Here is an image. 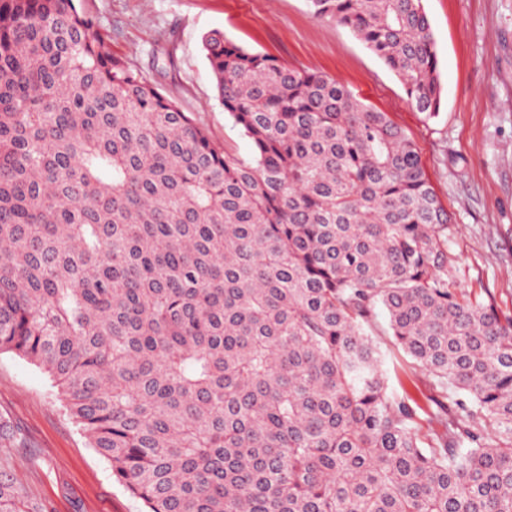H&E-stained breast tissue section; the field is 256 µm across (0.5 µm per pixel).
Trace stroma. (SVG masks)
<instances>
[{
  "label": "stroma",
  "instance_id": "obj_1",
  "mask_svg": "<svg viewBox=\"0 0 512 512\" xmlns=\"http://www.w3.org/2000/svg\"><path fill=\"white\" fill-rule=\"evenodd\" d=\"M438 46L442 100L426 118L401 80L349 28L312 16L307 0H86L112 52L192 113L212 140L247 159L250 140L216 98L202 39L223 32L282 64L324 73L385 112L415 142L451 224L457 288L512 310V0H424ZM375 318L392 391L427 405L428 379ZM0 424L20 440L8 470L42 512H142L65 410L52 379L0 354Z\"/></svg>",
  "mask_w": 512,
  "mask_h": 512
}]
</instances>
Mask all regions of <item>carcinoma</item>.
I'll return each instance as SVG.
<instances>
[{"mask_svg": "<svg viewBox=\"0 0 512 512\" xmlns=\"http://www.w3.org/2000/svg\"><path fill=\"white\" fill-rule=\"evenodd\" d=\"M431 118L423 0H307ZM240 158L82 0H0V354L45 371L144 512H512V312L455 287L414 142L213 31ZM430 379L389 391L370 327ZM0 512H40L0 473Z\"/></svg>", "mask_w": 512, "mask_h": 512, "instance_id": "cac0c4a2", "label": "carcinoma"}]
</instances>
